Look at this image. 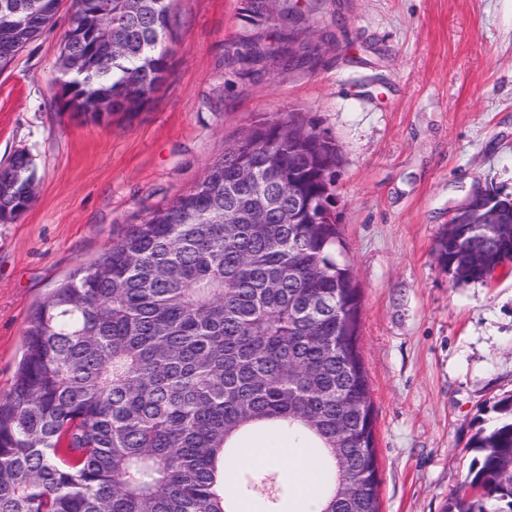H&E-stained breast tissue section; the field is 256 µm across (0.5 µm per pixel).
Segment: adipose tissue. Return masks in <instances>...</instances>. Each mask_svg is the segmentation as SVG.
Wrapping results in <instances>:
<instances>
[{"label":"adipose tissue","instance_id":"1","mask_svg":"<svg viewBox=\"0 0 512 512\" xmlns=\"http://www.w3.org/2000/svg\"><path fill=\"white\" fill-rule=\"evenodd\" d=\"M279 465L295 489L298 498V512H320L322 502L310 491L308 485L300 481V474L317 478L318 473L311 463V452L305 448H295L289 443L267 446H243L239 453L224 464V487L232 489L238 471L245 467L258 468Z\"/></svg>","mask_w":512,"mask_h":512}]
</instances>
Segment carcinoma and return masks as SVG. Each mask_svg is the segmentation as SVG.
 <instances>
[{
	"instance_id": "carcinoma-1",
	"label": "carcinoma",
	"mask_w": 512,
	"mask_h": 512,
	"mask_svg": "<svg viewBox=\"0 0 512 512\" xmlns=\"http://www.w3.org/2000/svg\"><path fill=\"white\" fill-rule=\"evenodd\" d=\"M54 0H0V68L53 26ZM176 0H73L59 69L67 108L135 118L169 71ZM30 17L10 26L13 12ZM112 44L80 34L85 15ZM301 64L286 33L231 56L240 78L270 57ZM336 141L289 118L253 122L205 177L112 237L31 313L25 353L0 400V512H279L288 483L245 469L226 494L224 459L288 431L323 465L321 512H380L376 418L360 348L361 294L331 201ZM0 221L33 200L32 162L6 163ZM300 223L284 220L288 210ZM317 223L309 224L310 217ZM438 259L473 282L512 263L477 239ZM471 437L475 453L443 512H512V398Z\"/></svg>"
}]
</instances>
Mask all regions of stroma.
I'll return each instance as SVG.
<instances>
[{
    "label": "stroma",
    "instance_id": "obj_1",
    "mask_svg": "<svg viewBox=\"0 0 512 512\" xmlns=\"http://www.w3.org/2000/svg\"><path fill=\"white\" fill-rule=\"evenodd\" d=\"M313 68L225 65L256 29L247 0H177L170 72L133 120L95 125L59 103L70 19L0 71V163L26 151L37 193L0 222V397L32 308L113 235L188 192L261 118L335 139L346 258L376 415L381 512H443L467 442L512 396V271L457 282L437 258L478 188L512 196V0H293Z\"/></svg>",
    "mask_w": 512,
    "mask_h": 512
}]
</instances>
